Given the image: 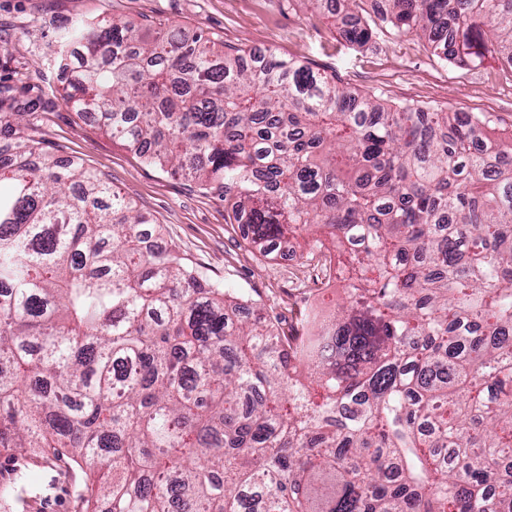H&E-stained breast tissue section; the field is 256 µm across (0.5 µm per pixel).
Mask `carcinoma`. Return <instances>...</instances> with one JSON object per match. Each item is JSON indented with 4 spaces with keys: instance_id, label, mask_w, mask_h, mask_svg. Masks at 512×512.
Instances as JSON below:
<instances>
[{
    "instance_id": "cac0c4a2",
    "label": "carcinoma",
    "mask_w": 512,
    "mask_h": 512,
    "mask_svg": "<svg viewBox=\"0 0 512 512\" xmlns=\"http://www.w3.org/2000/svg\"><path fill=\"white\" fill-rule=\"evenodd\" d=\"M325 19L366 0H297ZM459 65L512 66V0H386ZM63 100L224 191L261 253L361 239L331 319L277 331L84 164L0 77V452L65 459L90 512H512V132L388 106L271 51L78 18L43 48Z\"/></svg>"
}]
</instances>
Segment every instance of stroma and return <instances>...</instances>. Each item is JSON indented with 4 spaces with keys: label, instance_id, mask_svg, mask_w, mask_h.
I'll use <instances>...</instances> for the list:
<instances>
[{
    "label": "stroma",
    "instance_id": "35a3bbf8",
    "mask_svg": "<svg viewBox=\"0 0 512 512\" xmlns=\"http://www.w3.org/2000/svg\"><path fill=\"white\" fill-rule=\"evenodd\" d=\"M106 15L152 27L201 31L228 48L255 50L273 42L283 58L336 75L353 92H375L391 104L415 103L435 110L489 112L496 130H512V66L488 57L466 67L438 58L412 34L380 35L358 46L345 42L330 21L303 14L294 0H0V74H24L42 88L58 85L57 71L41 49L53 29L79 17ZM34 139L49 158L74 157L102 174L110 188L145 213L162 242L208 280L265 304L278 328L293 332L306 306L336 314L345 284L321 287L314 261L281 259L280 249L262 255L231 223L223 193L145 162L105 134L97 121L77 115L63 99H49ZM14 489L0 512H83L79 478L47 457L0 454V485Z\"/></svg>",
    "mask_w": 512,
    "mask_h": 512
}]
</instances>
